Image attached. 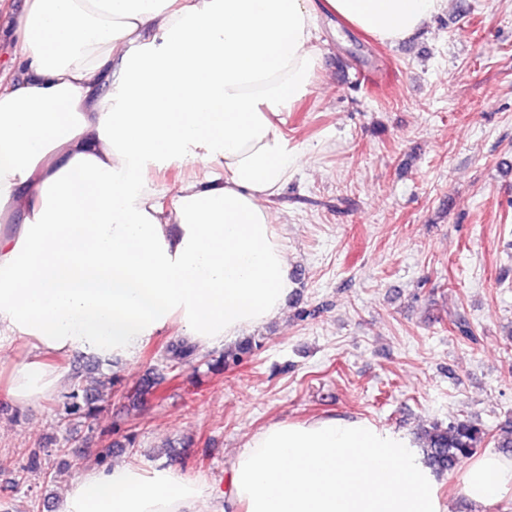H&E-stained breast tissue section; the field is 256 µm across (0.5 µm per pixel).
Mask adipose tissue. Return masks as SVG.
I'll return each mask as SVG.
<instances>
[{"label": "adipose tissue", "mask_w": 512, "mask_h": 512, "mask_svg": "<svg viewBox=\"0 0 512 512\" xmlns=\"http://www.w3.org/2000/svg\"><path fill=\"white\" fill-rule=\"evenodd\" d=\"M448 0H26L0 70V391L25 408L69 385L51 359L133 357L177 326L201 348L276 317L291 291L275 197L304 154L285 114L321 67V14L381 42L414 38ZM200 161L172 201L158 165ZM477 504L512 489V459L463 475ZM414 438L370 421L276 422L216 489L172 466L75 475L56 512H447Z\"/></svg>", "instance_id": "adipose-tissue-1"}]
</instances>
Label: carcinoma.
<instances>
[{"label":"carcinoma","instance_id":"obj_1","mask_svg":"<svg viewBox=\"0 0 512 512\" xmlns=\"http://www.w3.org/2000/svg\"><path fill=\"white\" fill-rule=\"evenodd\" d=\"M253 349L251 340L243 341L234 349H227L216 360V365L229 368L243 360L244 355ZM198 347L184 340L167 349L165 364L169 369H177L196 359ZM97 407L81 385L74 383L65 396L60 416L64 419L80 418L89 420L95 417ZM486 436V430L478 422L458 419L443 425L435 422L421 434V448L424 462L436 473L448 472L456 463L471 456Z\"/></svg>","mask_w":512,"mask_h":512}]
</instances>
